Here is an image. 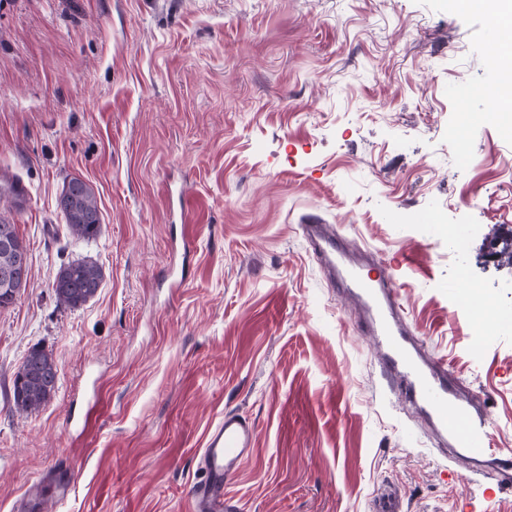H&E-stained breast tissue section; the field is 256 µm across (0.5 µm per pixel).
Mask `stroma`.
Returning <instances> with one entry per match:
<instances>
[{"label":"stroma","mask_w":512,"mask_h":512,"mask_svg":"<svg viewBox=\"0 0 512 512\" xmlns=\"http://www.w3.org/2000/svg\"><path fill=\"white\" fill-rule=\"evenodd\" d=\"M494 22L452 0H0V177L29 189L30 252L0 308V512L63 464L68 496L38 512H190L231 410L256 427L224 488L243 512H371L387 482L403 512H512L396 399L302 230L390 267L418 342L512 449V328L459 302L512 306V133L465 124L489 102L459 95L494 80ZM73 178L101 210L88 242L57 208ZM71 260L104 275L75 309L52 291ZM35 347L59 383L26 416L12 384ZM463 301L469 304V311L473 308L471 316L482 329L492 330L500 323L501 315L485 297L474 291H465Z\"/></svg>","instance_id":"stroma-1"}]
</instances>
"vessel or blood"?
Returning <instances> with one entry per match:
<instances>
[{
	"instance_id": "1",
	"label": "vessel or blood",
	"mask_w": 512,
	"mask_h": 512,
	"mask_svg": "<svg viewBox=\"0 0 512 512\" xmlns=\"http://www.w3.org/2000/svg\"><path fill=\"white\" fill-rule=\"evenodd\" d=\"M303 231L312 253L337 269L341 288L364 306L366 313L357 331L372 338L382 367L392 375L395 394L423 409L447 444L475 469L490 473L498 484L511 486L512 453L488 455L492 420L486 400L462 392L445 363L428 358L411 337L397 311L392 279L381 272L363 277L358 265L346 263L340 244L325 225L310 221ZM254 443L255 426L240 414L225 413L211 427L200 456L203 478L191 495L192 512H241L224 486L251 455ZM70 488V479L51 471L33 483L29 494L60 500Z\"/></svg>"
}]
</instances>
